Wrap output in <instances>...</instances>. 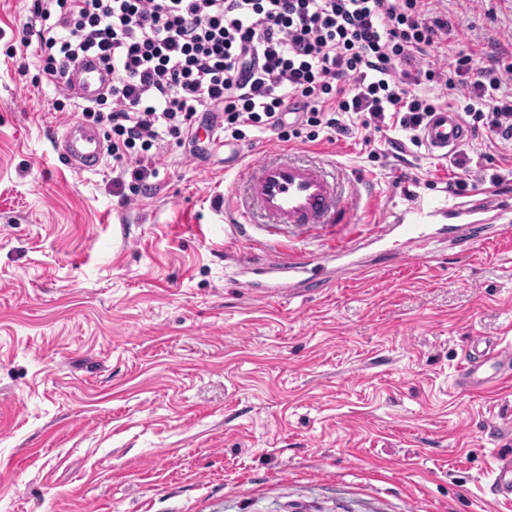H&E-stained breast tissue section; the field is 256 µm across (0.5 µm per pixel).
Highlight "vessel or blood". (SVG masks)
<instances>
[{
    "instance_id": "obj_1",
    "label": "vessel or blood",
    "mask_w": 512,
    "mask_h": 512,
    "mask_svg": "<svg viewBox=\"0 0 512 512\" xmlns=\"http://www.w3.org/2000/svg\"><path fill=\"white\" fill-rule=\"evenodd\" d=\"M108 81L101 66L85 62L66 69L61 87L77 99L90 102L103 93ZM470 138L458 113L448 111L433 113L420 136L427 151L437 156L454 153ZM55 146L59 155L81 173L97 171L106 154L99 133L77 121L66 126ZM476 194L466 208L452 210V223L438 225L432 233L427 230V214L421 208L407 220L381 225L373 238L378 252L372 262L356 259L353 249L344 244L335 246L330 257L343 261L346 268L369 272L385 266L397 255L407 261L417 259L436 237L455 247L474 245L490 232L499 236L512 233V226L492 225L487 220L488 213L512 209V203L500 196L496 185L479 188ZM349 196V186L324 164L294 158L266 159L247 168L241 187L235 192L233 208L237 223L243 225L258 217L270 227L285 226L302 234L332 237L337 225L347 221ZM327 259L302 254L286 259L267 257L266 270L279 275L282 283L257 289L258 298L313 295L331 287L336 277L325 271ZM456 384L470 392L511 386L512 339L490 341L480 335L470 336L469 349L457 369ZM491 473V494L511 504L512 453L494 455Z\"/></svg>"
}]
</instances>
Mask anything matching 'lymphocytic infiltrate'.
<instances>
[{"mask_svg": "<svg viewBox=\"0 0 512 512\" xmlns=\"http://www.w3.org/2000/svg\"><path fill=\"white\" fill-rule=\"evenodd\" d=\"M24 29L50 84L85 56L111 72L73 110L106 128L127 204L152 193L160 154L200 120L228 142H313L358 125L420 146L441 108L428 82L462 99L473 132L512 141V39L488 68L445 58L432 0H34Z\"/></svg>", "mask_w": 512, "mask_h": 512, "instance_id": "lymphocytic-infiltrate-1", "label": "lymphocytic infiltrate"}]
</instances>
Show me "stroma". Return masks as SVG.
I'll list each match as a JSON object with an SVG mask.
<instances>
[{"instance_id": "35a3bbf8", "label": "stroma", "mask_w": 512, "mask_h": 512, "mask_svg": "<svg viewBox=\"0 0 512 512\" xmlns=\"http://www.w3.org/2000/svg\"><path fill=\"white\" fill-rule=\"evenodd\" d=\"M447 54L485 66L512 0H443ZM32 0H0V512H512L489 502L512 452V390L455 384L479 333L512 338V241L432 243L350 271L322 296L255 298L243 268L373 234L390 212L468 203L449 181L512 170L481 136L469 162L370 141L170 147L153 194L122 204L112 162L73 171L54 150L67 95L23 43ZM380 155L370 161V152ZM270 153L372 180L335 238L248 234L224 212Z\"/></svg>"}]
</instances>
